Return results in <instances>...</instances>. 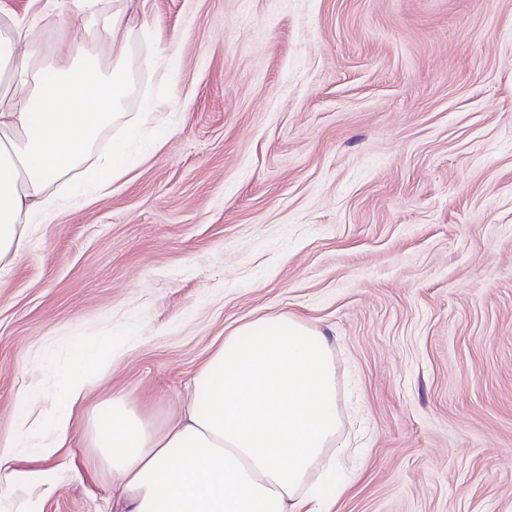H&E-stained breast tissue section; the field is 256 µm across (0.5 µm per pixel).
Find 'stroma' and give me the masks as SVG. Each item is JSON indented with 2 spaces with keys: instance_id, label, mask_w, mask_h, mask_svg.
I'll return each instance as SVG.
<instances>
[{
  "instance_id": "1",
  "label": "stroma",
  "mask_w": 512,
  "mask_h": 512,
  "mask_svg": "<svg viewBox=\"0 0 512 512\" xmlns=\"http://www.w3.org/2000/svg\"><path fill=\"white\" fill-rule=\"evenodd\" d=\"M157 148L0 282V438L79 336L127 337L91 402L160 421L240 322L331 338L333 512H512V0H139ZM113 512L64 475L0 512Z\"/></svg>"
}]
</instances>
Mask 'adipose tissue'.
I'll list each match as a JSON object with an SVG mask.
<instances>
[{
	"instance_id": "1",
	"label": "adipose tissue",
	"mask_w": 512,
	"mask_h": 512,
	"mask_svg": "<svg viewBox=\"0 0 512 512\" xmlns=\"http://www.w3.org/2000/svg\"><path fill=\"white\" fill-rule=\"evenodd\" d=\"M66 2L59 35L80 25L123 32L124 42L56 55L34 24L0 17V280L29 258L32 233L65 203L126 175L131 146L160 107L134 90L131 42L142 30L130 18L133 0L108 10L101 0ZM122 353L112 335L80 338L42 414L30 393L19 396L16 432L0 441V498L54 484L55 471L14 468L16 452L54 458L80 416L85 465L111 473L116 512H333L346 487L345 447L336 358L321 329L285 315L241 323L194 376L180 416L162 425L119 394L90 403Z\"/></svg>"
}]
</instances>
